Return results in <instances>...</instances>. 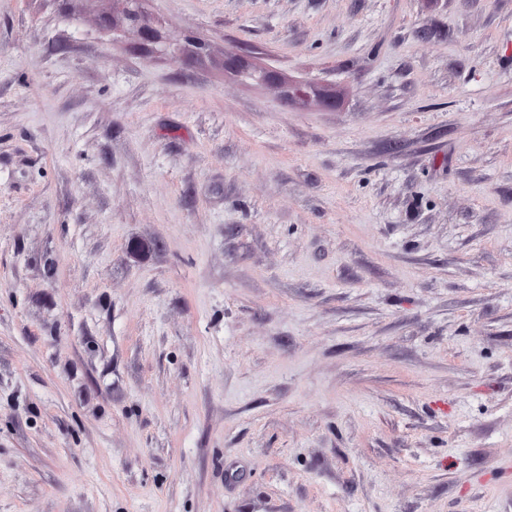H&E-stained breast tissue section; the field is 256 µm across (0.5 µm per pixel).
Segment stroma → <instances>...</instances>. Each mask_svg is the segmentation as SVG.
Instances as JSON below:
<instances>
[{
	"label": "stroma",
	"mask_w": 512,
	"mask_h": 512,
	"mask_svg": "<svg viewBox=\"0 0 512 512\" xmlns=\"http://www.w3.org/2000/svg\"><path fill=\"white\" fill-rule=\"evenodd\" d=\"M142 7L0 0V512H512V0ZM123 2L125 3L123 9L124 20L127 21L129 25L138 32L143 44L147 47H150L160 43V32L152 20L149 22H144L140 18L135 20L129 19L131 11L130 5L133 3H140V0H123Z\"/></svg>",
	"instance_id": "obj_1"
}]
</instances>
